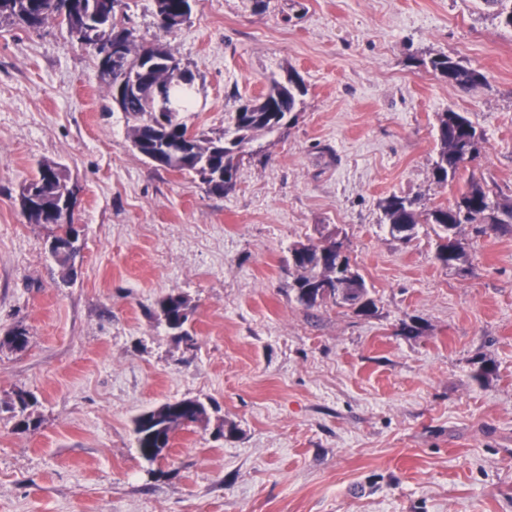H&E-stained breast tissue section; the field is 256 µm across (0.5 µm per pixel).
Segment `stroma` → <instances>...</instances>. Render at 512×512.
I'll list each match as a JSON object with an SVG mask.
<instances>
[{"instance_id":"35a3bbf8","label":"stroma","mask_w":512,"mask_h":512,"mask_svg":"<svg viewBox=\"0 0 512 512\" xmlns=\"http://www.w3.org/2000/svg\"><path fill=\"white\" fill-rule=\"evenodd\" d=\"M127 3L139 40L193 74V130L222 133L275 79L306 93L218 195L133 149L66 29L0 25V339L28 340L0 346V512H512V231L461 225L466 258L447 268L433 225L402 241L380 208L450 205L471 179L512 200V29L484 0H194L168 32L154 0ZM438 54L483 82L449 85ZM449 109L483 138L439 185ZM43 161L76 187L69 272L20 207ZM333 231L371 315L305 308L289 287L290 248ZM171 293L194 347L153 315ZM19 392L36 430L17 427ZM181 398L210 423L147 462L135 418Z\"/></svg>"}]
</instances>
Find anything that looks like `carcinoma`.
I'll list each match as a JSON object with an SVG mask.
<instances>
[{
    "mask_svg": "<svg viewBox=\"0 0 512 512\" xmlns=\"http://www.w3.org/2000/svg\"><path fill=\"white\" fill-rule=\"evenodd\" d=\"M72 9L68 14L59 12L56 0H0V23L5 20L18 21L29 28L37 29L48 20H54L66 28L68 34L77 30L84 33V42L80 47L93 52L98 42L112 41L119 27L125 24V15L112 10L102 12L98 0H70ZM159 27L164 31L172 30L169 20L180 14L187 0H154ZM495 7V17L499 23L512 29V0H486ZM159 49L132 38L127 50L132 64L144 65L152 59ZM431 69L449 84L461 89L470 88L484 80L483 74L465 65L460 60L446 55L430 59ZM155 78L163 83L176 85L180 108L189 109L192 103L190 83L178 84L176 75L165 67L154 70ZM305 88L295 75H288L284 82L274 80L267 90L257 99L242 105L231 117L233 129L215 137L203 132L194 133L191 153L179 156L169 148L191 132V128L177 116L169 127L158 130L154 127L155 115L147 111L145 101L138 95L130 96L124 103L123 112L128 124V137L137 152L152 165L170 171L197 175L198 166L209 165L213 170L224 173L222 182L211 187L217 194H228L236 186L238 166L244 156L251 153L253 143L260 137L271 134L288 126L294 118V111L300 103ZM482 135L477 132L470 119L463 112L452 109L439 115L437 128V158L433 164V178L438 184H446L455 179L466 164L475 160L477 144ZM35 189L39 203L31 209L28 221L31 224H50L54 226L52 238H69L71 252L55 253L57 263L72 269V260L79 251V236L71 224H59L55 211L75 204V195L70 189L69 177L64 169L53 162L39 165L37 174L29 182ZM498 194L473 181L467 191L451 205L419 206L416 199L391 194L384 198L382 208L389 233L402 241L410 240L418 225L432 224L439 229L435 258L445 267H452L465 258V252L456 238V230L462 224H479L481 231H512V203L496 200ZM325 248L321 244H301L290 250L289 264L294 270L290 288L295 292L297 301L308 309L331 305L342 307L336 301V288L320 299L308 296V290L318 280L333 282L336 280V264L329 263L323 256ZM342 287L356 292L361 298L360 307L355 313L369 315L375 303L369 297L365 280L355 272L340 281ZM157 318L165 322L178 338L194 345V339L187 328L189 304L180 294H169L158 303ZM15 351L27 346L24 330L16 329L0 341ZM36 404V398L26 392L16 394L13 406L19 409L21 418L18 427L22 430L35 429L38 421L31 418L27 410ZM210 421L207 405L198 400L191 407H184L180 400L165 402L140 414L135 420L134 433L141 456L148 462L158 460L161 449L168 447L169 438L176 432Z\"/></svg>",
    "mask_w": 512,
    "mask_h": 512,
    "instance_id": "1",
    "label": "carcinoma"
}]
</instances>
